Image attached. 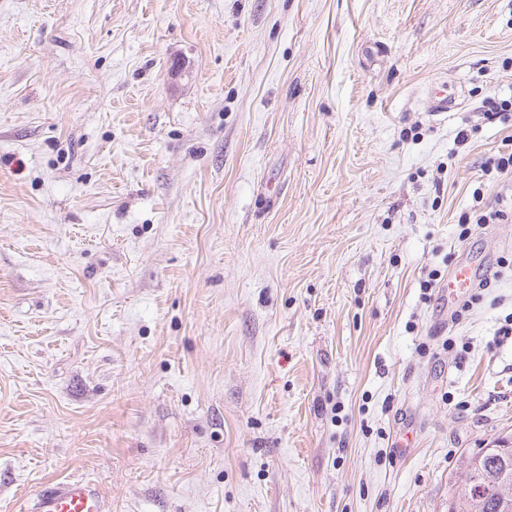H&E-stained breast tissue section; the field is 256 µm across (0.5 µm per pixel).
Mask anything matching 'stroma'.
Returning a JSON list of instances; mask_svg holds the SVG:
<instances>
[{"label": "stroma", "instance_id": "obj_1", "mask_svg": "<svg viewBox=\"0 0 512 512\" xmlns=\"http://www.w3.org/2000/svg\"><path fill=\"white\" fill-rule=\"evenodd\" d=\"M502 101L512 0H0V512H448L512 434ZM35 512H108L98 487L89 480L72 479L49 485L35 498Z\"/></svg>", "mask_w": 512, "mask_h": 512}]
</instances>
